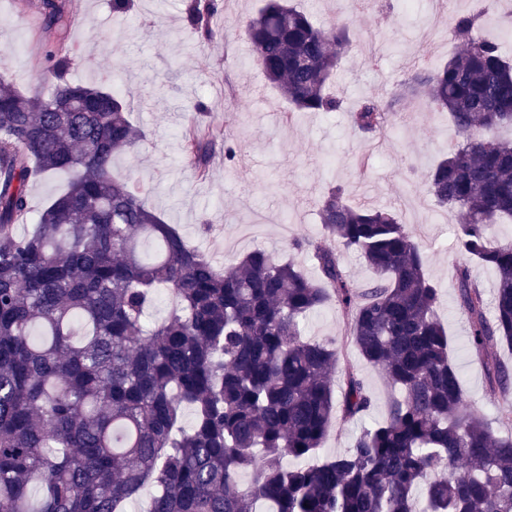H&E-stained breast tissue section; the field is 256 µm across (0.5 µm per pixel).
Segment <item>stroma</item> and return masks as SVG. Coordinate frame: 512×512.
I'll use <instances>...</instances> for the list:
<instances>
[{
  "instance_id": "1",
  "label": "stroma",
  "mask_w": 512,
  "mask_h": 512,
  "mask_svg": "<svg viewBox=\"0 0 512 512\" xmlns=\"http://www.w3.org/2000/svg\"><path fill=\"white\" fill-rule=\"evenodd\" d=\"M69 13L72 65L67 77L85 84H109L131 105L129 118L144 139L115 161L139 186L147 205L175 225L188 244L215 265L234 263L256 248L294 260L312 279L317 268L292 250L297 238L322 232L319 201L328 186L342 184L351 203L397 212L426 254L425 273L440 289L439 316L450 343L467 401L487 418L504 402L491 394L481 366L469 349L465 316L453 286L462 261L455 239V214L426 193V172L447 153L457 133L446 114L423 102L394 112L389 126L369 139L351 130L347 110L364 98L389 100L397 87L422 67L444 63L455 46L448 37L431 39L419 57L415 34L430 8L449 20L451 0H296L321 25L336 12L352 19V46L336 77L344 111L300 112L285 119V106L270 89L243 25L256 0H223L216 19L217 40L199 42L186 23L189 0H134L130 14L112 13V0H65ZM53 33L20 15L15 0H0V72L22 91L51 92L56 83L45 51ZM228 127L238 161L225 167L215 157L200 179L182 157L179 140L198 119ZM307 339H335L341 365L370 389L367 415L334 423L322 453L350 448L366 426L386 416L388 393L379 372L345 337V319L328 304L303 324Z\"/></svg>"
}]
</instances>
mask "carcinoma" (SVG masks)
<instances>
[{
  "mask_svg": "<svg viewBox=\"0 0 512 512\" xmlns=\"http://www.w3.org/2000/svg\"><path fill=\"white\" fill-rule=\"evenodd\" d=\"M220 8L190 0L187 20L210 40ZM486 14H453L458 52L413 74L389 104L360 100L350 126L373 135L415 99L448 113L458 140L424 186L455 212L459 251L498 273L490 310L468 265L454 288L489 389L507 395L512 366L496 350L512 345V239L493 228L512 223V138L497 135L512 130V62L481 36ZM40 20L67 30L63 0H42ZM350 27L264 0L244 35L290 112L330 113L343 109L329 86ZM45 57L57 79L48 96L0 75V512H122L148 484V512H512V435L470 409L425 251L396 214L354 205L336 184L320 200L322 234L292 243L319 280L259 248L219 268L115 172L114 158L140 141L124 99L64 78L67 36ZM181 153L201 177L216 153L237 162L234 138L210 126L185 131ZM60 171L67 189L33 211L29 184ZM340 247L376 278L354 283ZM161 288L174 306L149 322ZM330 301L398 396L351 448L322 457L333 421L372 406L351 370L334 397L335 341L302 338L303 319Z\"/></svg>",
  "mask_w": 512,
  "mask_h": 512,
  "instance_id": "carcinoma-1",
  "label": "carcinoma"
}]
</instances>
